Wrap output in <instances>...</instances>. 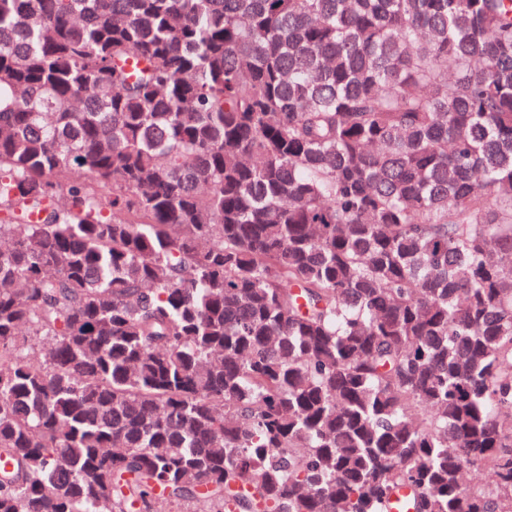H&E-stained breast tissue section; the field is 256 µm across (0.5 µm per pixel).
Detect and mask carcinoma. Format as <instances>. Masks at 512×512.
I'll use <instances>...</instances> for the list:
<instances>
[{
    "label": "carcinoma",
    "mask_w": 512,
    "mask_h": 512,
    "mask_svg": "<svg viewBox=\"0 0 512 512\" xmlns=\"http://www.w3.org/2000/svg\"><path fill=\"white\" fill-rule=\"evenodd\" d=\"M2 240L0 512H512V0H0Z\"/></svg>",
    "instance_id": "cac0c4a2"
}]
</instances>
